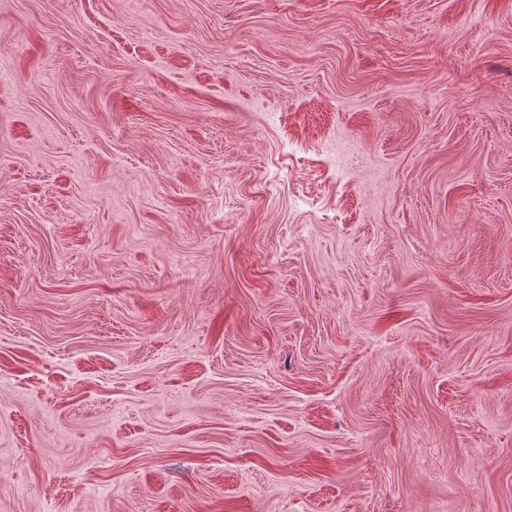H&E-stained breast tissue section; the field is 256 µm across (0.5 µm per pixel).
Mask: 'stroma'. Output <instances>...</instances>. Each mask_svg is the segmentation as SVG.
Listing matches in <instances>:
<instances>
[{
    "instance_id": "35a3bbf8",
    "label": "stroma",
    "mask_w": 512,
    "mask_h": 512,
    "mask_svg": "<svg viewBox=\"0 0 512 512\" xmlns=\"http://www.w3.org/2000/svg\"><path fill=\"white\" fill-rule=\"evenodd\" d=\"M0 512H512V0H0Z\"/></svg>"
}]
</instances>
